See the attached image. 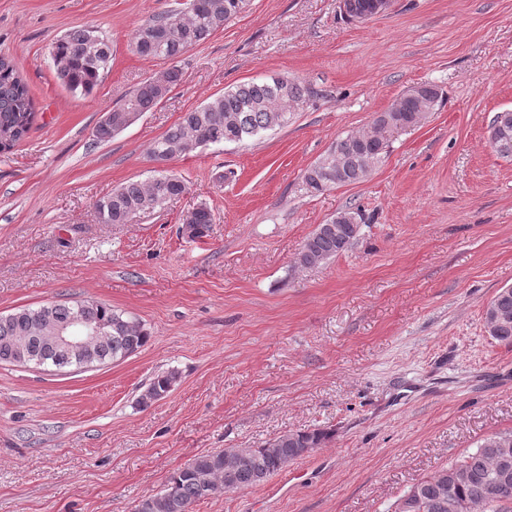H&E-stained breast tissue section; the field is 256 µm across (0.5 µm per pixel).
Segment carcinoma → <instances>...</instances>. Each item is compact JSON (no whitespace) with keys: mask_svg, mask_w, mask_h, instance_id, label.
Masks as SVG:
<instances>
[{"mask_svg":"<svg viewBox=\"0 0 512 512\" xmlns=\"http://www.w3.org/2000/svg\"><path fill=\"white\" fill-rule=\"evenodd\" d=\"M247 6L248 0H192L187 14L181 8L155 12L136 28L134 50L144 58L173 61L208 40ZM50 55L57 77L66 87L89 94L108 69L112 46L96 29L83 26L58 39ZM181 77V70L173 65L141 82L112 109V121L96 125L94 141L110 142L123 131L121 124L127 115L154 111ZM312 96L313 89L304 82L280 76L228 88L184 113L152 142L149 158L168 163L205 145L254 139L286 125L291 110ZM441 100L442 93L433 84L425 96L409 89L397 99V111L383 113L377 134L371 139L349 134L311 165L304 173L306 185L311 192L320 193L338 183L363 181L371 165L385 153L391 136L403 128L421 124ZM36 118L27 84L13 60L0 56V154L10 153L21 145ZM186 191L183 177L163 170L148 182L128 181L112 189L96 202L95 210L103 224H128L155 212ZM337 217V222L331 219L318 225L306 239L297 258L299 265H318L353 243L359 233L361 211H343ZM212 223L214 214L205 204L183 218V227L195 230L190 235L192 240L206 236ZM488 308L498 315L489 335L498 342L511 344L512 291H498ZM77 311L89 322H107L111 331L110 337L90 349L97 364L120 362L147 342L148 333L139 321L106 303L93 300L51 303L0 315V363H15L16 343L21 338L27 340L28 356L63 361L64 357L43 344L40 336L48 325L67 322ZM175 380L173 373L156 375L142 395L141 403L147 405L165 396ZM330 438V432L324 429L298 430L282 434L260 448L201 454L175 471L160 493L140 500L134 512H193V506L201 501L266 481L310 449L325 446ZM407 498L411 500L410 512H505L512 505V433H497L484 439L461 460L417 482Z\"/></svg>","mask_w":512,"mask_h":512,"instance_id":"cac0c4a2","label":"carcinoma"}]
</instances>
